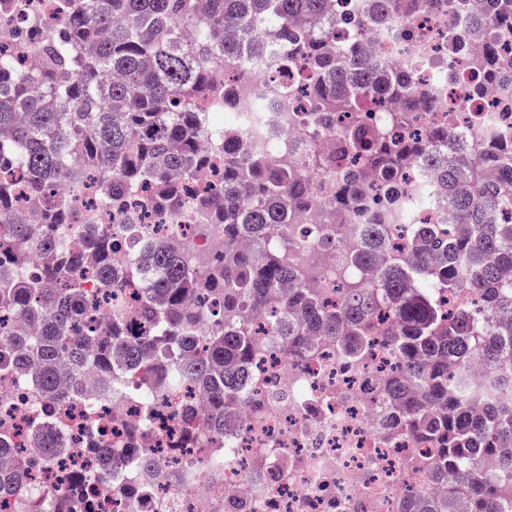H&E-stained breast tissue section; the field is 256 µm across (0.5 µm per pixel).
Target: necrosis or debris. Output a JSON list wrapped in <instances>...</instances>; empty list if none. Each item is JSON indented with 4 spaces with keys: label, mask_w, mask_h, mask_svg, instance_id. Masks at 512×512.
Returning a JSON list of instances; mask_svg holds the SVG:
<instances>
[{
    "label": "necrosis or debris",
    "mask_w": 512,
    "mask_h": 512,
    "mask_svg": "<svg viewBox=\"0 0 512 512\" xmlns=\"http://www.w3.org/2000/svg\"><path fill=\"white\" fill-rule=\"evenodd\" d=\"M13 0H0V49L32 62L36 33H15ZM464 29L458 14L441 17L413 6L406 22L381 34L348 36L350 51L365 50L384 64L407 66L425 101L401 123L397 107L380 106L368 123L390 136L425 134L451 126L468 130L496 123L499 142L512 144L498 96L480 94L481 74L466 57L448 50V28ZM294 92L288 110L274 109L262 122L274 140L272 157L286 163L300 145L334 153L333 131L305 118L310 96L304 63L290 69ZM151 192L129 196L124 210L96 202L91 190L73 194L81 223L65 226L80 241L85 225L119 235L128 213L142 215V235L163 237L185 264L207 270L224 249V232L196 238L192 227L207 215L188 208L157 211ZM311 281L320 298H334L340 285L370 280L367 269L342 260L328 247ZM257 352L248 363L246 397L224 412V435L187 431L184 419L198 416L199 387L165 390L153 401L140 398V381L152 369L146 350L139 372L127 376L123 394L112 399L79 392L59 401L45 395L17 369L0 367V440L16 452L34 447L38 432L58 445L53 468L31 465L20 494L0 499V512H402L404 500L429 485L426 473L405 470L418 445L402 424V412L379 390L380 380L400 360L382 337L361 359L337 342L315 341L306 356L290 355L263 316L253 318Z\"/></svg>",
    "instance_id": "1"
}]
</instances>
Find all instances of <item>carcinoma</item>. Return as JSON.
Listing matches in <instances>:
<instances>
[{
    "mask_svg": "<svg viewBox=\"0 0 512 512\" xmlns=\"http://www.w3.org/2000/svg\"><path fill=\"white\" fill-rule=\"evenodd\" d=\"M348 0H61L66 24L50 29L37 51L41 88L34 89L22 67L0 53V168L18 166L27 174L32 208L44 224L78 223L64 196L51 191L70 158L78 157L95 172L103 199L117 203L138 185L152 192L161 209L187 204L173 174H191L214 158V190L196 194L192 206L210 212L224 227V259L203 274L186 268L179 254L157 242L140 265L127 270V284L139 289L135 318L149 329L133 339L125 316L101 328L82 291L86 253L97 261L93 276L100 292L116 286L110 235H91L75 250L64 252L37 224L14 218L16 185L0 181V310H19L43 327L35 344L37 360L27 364L44 393L61 392L58 364L70 365L75 382L91 362L100 371L99 385L112 388L116 375L135 370L143 349L167 353L179 334L207 313L213 325L205 354L188 370L159 363L158 373L144 380L143 399H153L160 383L169 386L193 378L211 393L207 420L224 434V408L240 395L244 367L256 348L237 318L246 316L283 284L294 288L275 323L288 349L308 350L311 330L342 337L353 358L371 347L368 334L386 306L395 324L388 341L403 358L400 369L381 384L386 397L399 403L404 424L433 456L415 458L413 467L454 478L470 488L453 505L428 502L418 512H506L512 506V482L490 481L479 464L493 456L502 472H512V150L484 144L478 135L446 129L423 138L392 139L361 119L381 103L399 102L402 119L415 111L413 87L403 72L382 73L373 60L347 58L342 48L331 53L320 46L315 27H336V2ZM408 0H375L376 11L390 21L404 17ZM512 23V0H486L482 13L471 15L484 30ZM278 31L279 66L286 71L303 57L313 75L316 117L323 123L344 115L347 152L336 178V207L320 213L319 223H346L359 196L376 195L378 223L365 225L348 259L371 266L387 248L385 228L403 221L411 207L405 196L407 162L418 159L441 185L454 223L417 224L415 253L377 271L379 287L346 285L341 303L328 306L300 282L301 273L286 253L269 246V237L292 215L314 204V185L286 167L274 165L262 151L243 156L224 142V127L214 114L261 112L270 104L243 83L233 92L217 75L223 61L239 70L246 57L267 48L265 30ZM488 89L512 95V55L476 59ZM49 256L38 275L24 276L31 251ZM477 294L474 307L447 312L443 296ZM22 332L0 329L15 342L7 366H20L28 348ZM479 354L492 376L472 382L465 366ZM119 357L123 369H112ZM39 461L55 458L52 437H37ZM25 466L0 469V498L22 486Z\"/></svg>",
    "mask_w": 512,
    "mask_h": 512,
    "instance_id": "cac0c4a2",
    "label": "carcinoma"
}]
</instances>
